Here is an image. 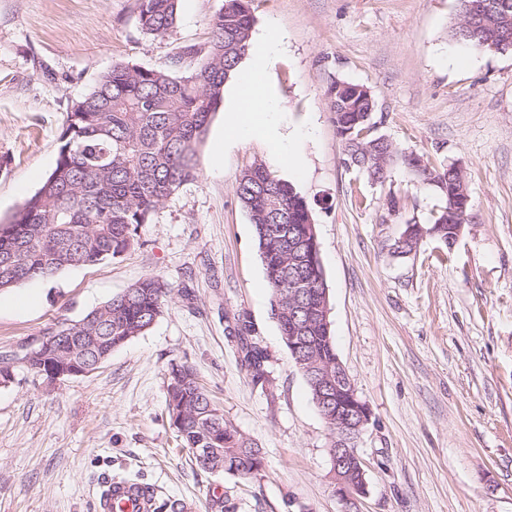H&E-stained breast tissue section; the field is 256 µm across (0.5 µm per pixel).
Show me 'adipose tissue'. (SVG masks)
<instances>
[{
	"instance_id": "1",
	"label": "adipose tissue",
	"mask_w": 512,
	"mask_h": 512,
	"mask_svg": "<svg viewBox=\"0 0 512 512\" xmlns=\"http://www.w3.org/2000/svg\"><path fill=\"white\" fill-rule=\"evenodd\" d=\"M278 52L276 39H255L251 63L237 81L236 110L225 128V136L263 140L283 164L296 169L300 166L299 155L278 129L273 118L276 102L266 84L268 65Z\"/></svg>"
}]
</instances>
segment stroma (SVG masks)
<instances>
[{
	"instance_id": "35a3bbf8",
	"label": "stroma",
	"mask_w": 512,
	"mask_h": 512,
	"mask_svg": "<svg viewBox=\"0 0 512 512\" xmlns=\"http://www.w3.org/2000/svg\"><path fill=\"white\" fill-rule=\"evenodd\" d=\"M224 0H180L161 37L138 0H0V221L34 194L58 157L70 104L118 61L166 67L206 46ZM253 34L281 40L271 69L275 120L293 135L297 170L264 144L225 139V84L195 180L111 261L42 282L32 308L0 307V353H23L63 320L152 275L171 297L144 334L85 376L51 382L14 370L0 386V512H95L108 479L189 499L211 512H346L327 452L330 431L270 311L272 289L236 180L259 161L314 208L336 353L371 409L357 449L367 493L357 512H512V53L452 42L456 0H253ZM360 83L377 134L400 151L465 171L471 208L446 261L423 236L400 257L407 225L426 223L436 192L403 165L369 182L348 167L325 90ZM224 164L211 169L216 142ZM399 206L389 210V197ZM268 356L253 383L238 322ZM185 361L215 405L264 453L254 477L207 473L165 413L167 369Z\"/></svg>"
}]
</instances>
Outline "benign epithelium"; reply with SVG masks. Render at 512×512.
Wrapping results in <instances>:
<instances>
[{"label":"benign epithelium","mask_w":512,"mask_h":512,"mask_svg":"<svg viewBox=\"0 0 512 512\" xmlns=\"http://www.w3.org/2000/svg\"><path fill=\"white\" fill-rule=\"evenodd\" d=\"M320 400L332 410L328 419L336 421V447L329 449L333 479L338 495L349 506L367 492L364 461L356 448L364 427L371 419L368 404L357 394L341 362L336 369L319 371Z\"/></svg>","instance_id":"benign-epithelium-1"}]
</instances>
